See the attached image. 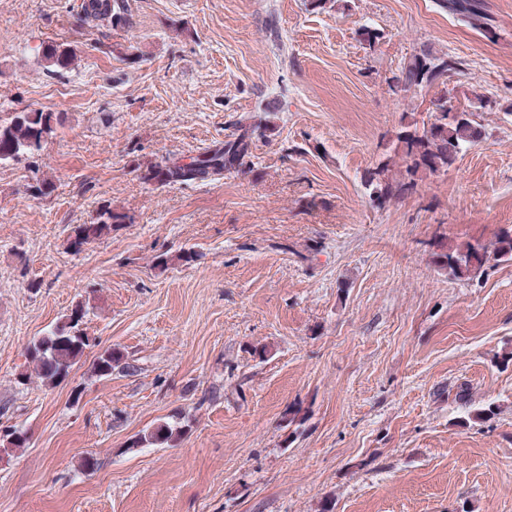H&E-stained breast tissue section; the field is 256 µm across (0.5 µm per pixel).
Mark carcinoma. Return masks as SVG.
<instances>
[{"mask_svg":"<svg viewBox=\"0 0 512 512\" xmlns=\"http://www.w3.org/2000/svg\"><path fill=\"white\" fill-rule=\"evenodd\" d=\"M438 6L459 15L473 28L491 31L490 18L480 0H437ZM124 0H83L80 22L84 25L101 23L120 24L126 21ZM52 67L51 74L61 77L68 71L75 53L71 46L51 44L42 52ZM458 71V62L448 55L437 56L428 50L414 54L403 62L401 75L395 79L394 88L419 90L440 86ZM435 109L422 128L404 130L396 140L405 158V177L393 178L388 164H380L363 176L369 197L378 207H385L393 198L414 189L422 173H437L453 164L467 147L479 142L484 135L478 114L470 111H448V95L440 94L434 101ZM240 133L224 142V146L207 151L189 162L169 161L156 163L141 172L147 184L207 181L225 173L239 170L250 155L252 138L264 136L268 124L260 122L239 124ZM55 132L53 114L42 111L10 112L0 117V165L17 161L24 156L39 154ZM130 217L112 208L102 207L96 220L78 224L69 236V249L78 253L89 242L112 232V225L125 224ZM512 261V227L503 228L490 247L476 239L436 254L435 264L452 280H469L483 272L489 260ZM88 310L75 305L70 313L43 335L33 339L27 352L37 375L49 386L57 385L68 377L72 368L82 359L91 346L83 329ZM123 360V355L109 349L99 355L94 372L99 377L110 376ZM187 432V425L175 421L164 423L138 435L132 447L145 445H172Z\"/></svg>","mask_w":512,"mask_h":512,"instance_id":"obj_1","label":"carcinoma"}]
</instances>
